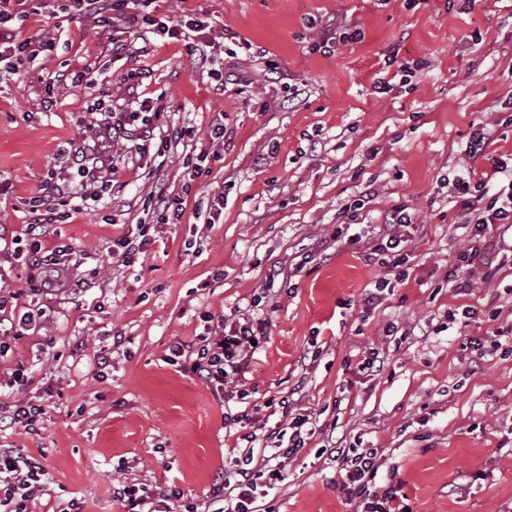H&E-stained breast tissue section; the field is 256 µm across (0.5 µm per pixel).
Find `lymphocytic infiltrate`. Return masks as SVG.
Wrapping results in <instances>:
<instances>
[{
  "label": "lymphocytic infiltrate",
  "instance_id": "obj_1",
  "mask_svg": "<svg viewBox=\"0 0 512 512\" xmlns=\"http://www.w3.org/2000/svg\"><path fill=\"white\" fill-rule=\"evenodd\" d=\"M149 0H68L78 15L93 19L97 26L108 29L116 22L137 24L140 6ZM21 15L16 12L13 0H0V63L19 54L37 57L52 51L54 39L44 36L37 42L18 40L16 22ZM492 177L497 191L490 203H483L481 196L461 200L460 215L467 230L470 246L459 253L458 268L471 266L479 260L480 245L485 238L512 237V165L494 161ZM59 189L44 184L41 195L32 197L28 206L34 216L27 225L25 239L32 254H46L48 261L65 256L66 247L45 250L48 225L57 223L60 215L48 199ZM410 215L394 212L387 217L379 235L368 240L364 248L370 255L382 253L400 255L406 237L404 227L411 225ZM270 338L269 321L256 316L254 311L239 310L233 317L217 315L209 336L203 337L200 347L177 342L170 346L169 363H183L186 372L204 383L217 396H226V387L243 377L256 351ZM291 434L285 448L279 449L278 463L255 459L253 453L244 454L240 467L213 484L203 505H190L185 512H266L258 502L259 485H272L282 479V463L291 459L317 432L310 415L295 414L288 423ZM336 457L341 462L343 475L339 489L348 499L358 501L360 512H410L398 495L397 486L380 487L376 477L382 452L377 448H341ZM44 469L35 458L14 451L0 449V512H29L27 505L37 492L45 490ZM113 494L124 502L127 512H163V504L171 498L170 492L155 490L146 484L121 483Z\"/></svg>",
  "mask_w": 512,
  "mask_h": 512
}]
</instances>
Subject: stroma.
<instances>
[{
  "instance_id": "1",
  "label": "stroma",
  "mask_w": 512,
  "mask_h": 512,
  "mask_svg": "<svg viewBox=\"0 0 512 512\" xmlns=\"http://www.w3.org/2000/svg\"><path fill=\"white\" fill-rule=\"evenodd\" d=\"M24 9L20 39L55 38L47 55L0 73V289L14 295L13 316L43 312L0 360V405L44 407L38 432L0 431V447L48 476L30 512L74 502L124 512L118 481L205 500L238 438L284 428L286 407L324 430L288 460L266 498L274 512H356L336 485L333 447L382 449L377 483L399 485L412 512H512V334L497 333L512 311V251L487 238L472 293L448 281L467 244L452 182L464 176L492 198L490 160L512 156V0H153L156 20L205 22V63L141 24L98 29L64 0ZM331 21L351 40L312 51ZM116 38L133 53L113 56ZM391 57L413 65L407 81ZM86 68L95 87L65 82ZM377 77L390 91L376 92ZM141 98L162 113L152 151L115 154L109 182L92 181L68 158L70 144L95 136L88 105L134 111ZM217 119L220 144L209 139ZM176 126L195 137L161 147ZM482 128L489 156L469 158ZM204 149L208 174L178 223L144 216L148 193L181 194L184 160ZM51 169L80 203L46 242L71 246L76 263L68 287L48 294L49 266L32 268L12 238ZM218 202L216 224L199 222L197 209ZM399 207L412 216L404 261L366 259L350 236L376 237ZM143 221L149 253L110 258L113 240ZM281 266L296 275L268 283ZM379 283V303L367 305ZM257 296L270 338L239 382L245 399L224 402L166 363L170 344L206 334L205 313L230 315ZM464 305L476 309L465 327L449 319ZM496 307L504 315L493 321ZM116 333L126 342L99 369ZM477 339L484 352L471 348ZM370 350L382 363L374 373L357 367ZM20 366L21 391L8 384Z\"/></svg>"
}]
</instances>
